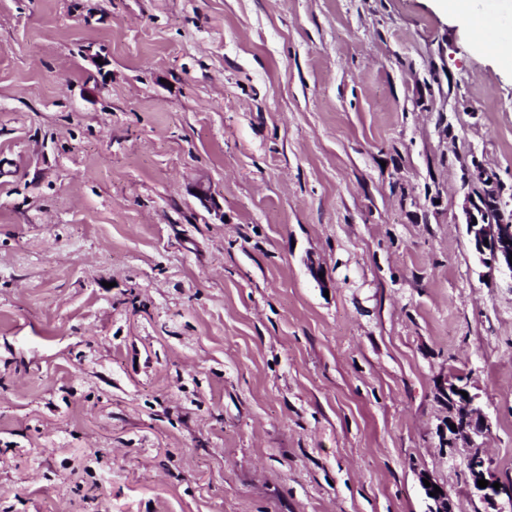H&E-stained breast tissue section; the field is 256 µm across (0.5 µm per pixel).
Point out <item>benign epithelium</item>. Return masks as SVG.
<instances>
[{"label":"benign epithelium","mask_w":512,"mask_h":512,"mask_svg":"<svg viewBox=\"0 0 512 512\" xmlns=\"http://www.w3.org/2000/svg\"><path fill=\"white\" fill-rule=\"evenodd\" d=\"M468 191L464 198L463 210L466 215V231L469 239L476 245L479 262L491 269L505 272L512 276V226L509 224H491L486 217L484 205L478 200L470 187V181H465ZM467 386H460L452 378L448 379V395L460 398L452 401V416L448 423L456 426V433L463 434L465 442L473 448L466 457L465 466L469 475L468 485L485 504L486 512H504L501 499L507 498L512 506V490L501 486L494 488L499 481L492 469V463L480 451L477 439L485 437L490 432V424L481 406L476 402V396L470 394L463 398ZM484 479L488 486L481 488L477 481Z\"/></svg>","instance_id":"7a95c632"}]
</instances>
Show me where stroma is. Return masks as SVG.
I'll list each match as a JSON object with an SVG mask.
<instances>
[{"label":"stroma","mask_w":512,"mask_h":512,"mask_svg":"<svg viewBox=\"0 0 512 512\" xmlns=\"http://www.w3.org/2000/svg\"><path fill=\"white\" fill-rule=\"evenodd\" d=\"M0 0V512H454L512 478V0ZM209 204H202V197ZM323 279H316L315 270ZM464 186L468 191L464 198L463 210L466 215V231L469 239L476 245L472 246L479 255V262L490 270H498L508 273L512 279V264H510V252H512V212H504L502 215L488 210V219L485 215L484 205L473 192L469 178ZM476 219L477 224H473ZM493 221L494 224H489ZM502 221L504 224H500ZM488 240V245H485ZM450 376L454 377V375ZM450 376L448 377V395L454 406L452 416L448 418V428L451 429L450 424H455L454 432L458 433L457 436H461L460 433H462L465 442L471 448H475L464 461L469 475L468 485L485 504L486 512H504L502 507H499L500 500L505 496L510 507L512 506V480H508L510 488L503 486L492 469L491 461L484 457L478 449L480 445L477 444V439L485 437L490 432V424L481 406L476 402V395H472L466 385H458L455 378L452 379ZM460 391L467 392L468 399H465ZM454 394L461 399L459 403L454 399ZM481 479L488 481V486L480 488L477 481ZM495 482L500 483L499 490L493 487Z\"/></svg>","instance_id":"1"}]
</instances>
